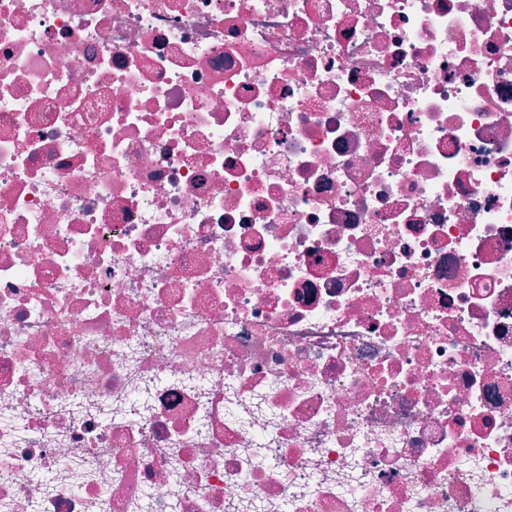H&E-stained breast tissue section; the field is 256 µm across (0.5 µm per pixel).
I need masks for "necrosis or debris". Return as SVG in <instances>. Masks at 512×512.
I'll list each match as a JSON object with an SVG mask.
<instances>
[{
    "label": "necrosis or debris",
    "instance_id": "4bbe7bcc",
    "mask_svg": "<svg viewBox=\"0 0 512 512\" xmlns=\"http://www.w3.org/2000/svg\"><path fill=\"white\" fill-rule=\"evenodd\" d=\"M0 512H512V0H0Z\"/></svg>",
    "mask_w": 512,
    "mask_h": 512
}]
</instances>
